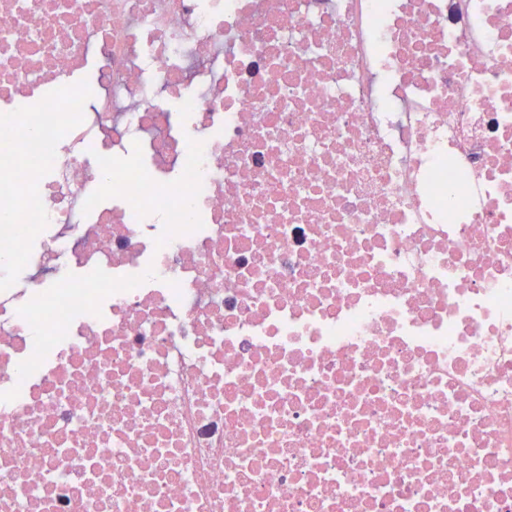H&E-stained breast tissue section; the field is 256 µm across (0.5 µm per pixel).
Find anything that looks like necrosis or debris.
<instances>
[{"label": "necrosis or debris", "instance_id": "necrosis-or-debris-1", "mask_svg": "<svg viewBox=\"0 0 512 512\" xmlns=\"http://www.w3.org/2000/svg\"><path fill=\"white\" fill-rule=\"evenodd\" d=\"M0 512H512V0H0Z\"/></svg>", "mask_w": 512, "mask_h": 512}]
</instances>
